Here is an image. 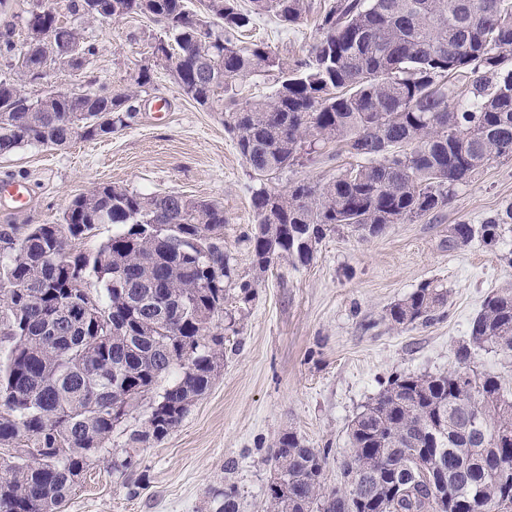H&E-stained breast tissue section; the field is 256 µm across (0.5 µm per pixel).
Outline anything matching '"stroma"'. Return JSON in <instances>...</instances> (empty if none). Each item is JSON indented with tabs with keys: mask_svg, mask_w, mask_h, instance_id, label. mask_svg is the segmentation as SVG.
I'll list each match as a JSON object with an SVG mask.
<instances>
[{
	"mask_svg": "<svg viewBox=\"0 0 512 512\" xmlns=\"http://www.w3.org/2000/svg\"><path fill=\"white\" fill-rule=\"evenodd\" d=\"M332 2L306 0L303 22L289 28L274 16H256L244 42L268 45L287 63L303 58ZM58 16L98 53L80 71L47 63L45 79L29 85L30 94L93 80L116 93L136 92L140 112L107 138H77L51 149L28 145L0 156V181H25L31 196L25 209L0 204V225L60 222L69 202L96 184L174 192L223 206L224 246L237 279L217 322L224 364L206 393L163 440L140 447L133 468L114 470L130 433L150 413V400H143L92 457L62 512H213L215 496L231 484L242 512H263L274 477L272 450L290 430L325 452L326 484L335 486L355 416L394 375L456 369L454 352L485 297L512 287L511 236L493 251L476 241L455 251L444 244L450 225L482 223L512 203V160L491 164L457 188L437 214L366 240L342 229L328 232L309 265L281 260L260 274L247 241L256 222L251 190L259 182L221 114L184 98L154 57L161 26L136 15L93 22L63 9ZM145 70L151 80L143 85ZM349 162L329 150L267 186L325 182ZM242 281L256 285L247 304L238 298ZM427 282L447 290V305L428 325H394L388 308Z\"/></svg>",
	"mask_w": 512,
	"mask_h": 512,
	"instance_id": "obj_1",
	"label": "stroma"
}]
</instances>
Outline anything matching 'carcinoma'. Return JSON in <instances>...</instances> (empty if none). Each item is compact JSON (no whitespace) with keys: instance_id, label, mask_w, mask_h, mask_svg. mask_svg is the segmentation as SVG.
Returning <instances> with one entry per match:
<instances>
[{"instance_id":"obj_1","label":"carcinoma","mask_w":512,"mask_h":512,"mask_svg":"<svg viewBox=\"0 0 512 512\" xmlns=\"http://www.w3.org/2000/svg\"><path fill=\"white\" fill-rule=\"evenodd\" d=\"M112 19L160 22L154 47L182 96L224 113V129L258 181L318 149L354 159L332 180L300 181L282 192L252 191L257 225L247 240L255 267L278 259L309 264L326 231L361 238L440 212L457 188L512 159V0H334L320 38L289 65L240 36L252 15L288 26L305 0H99ZM97 20L90 0H66ZM0 55L21 60L20 78L0 80V155L24 145L58 147L130 126L136 94L100 85L33 98L47 60L82 70L96 55L54 8L30 13L27 36ZM276 69L273 93L238 98L242 77ZM230 93L224 97V93ZM110 224L89 250L71 243ZM512 231V204L481 224L448 228V250L477 240L488 249ZM234 269L224 250V208L180 194L93 186L58 224L0 226V449L30 443L41 458L0 464V512H58L91 458L139 402L157 395L131 444L164 439L224 360V312ZM94 305L82 319L67 308ZM448 291L421 285L390 307L396 325H426ZM512 353V289L485 300L455 351L457 368L393 378L352 421L350 454L336 487L325 488L326 454L293 431L272 459L278 481L269 512H512V391L500 377L469 368L478 349ZM171 382L159 384L165 378ZM237 491L215 512H240Z\"/></svg>"}]
</instances>
